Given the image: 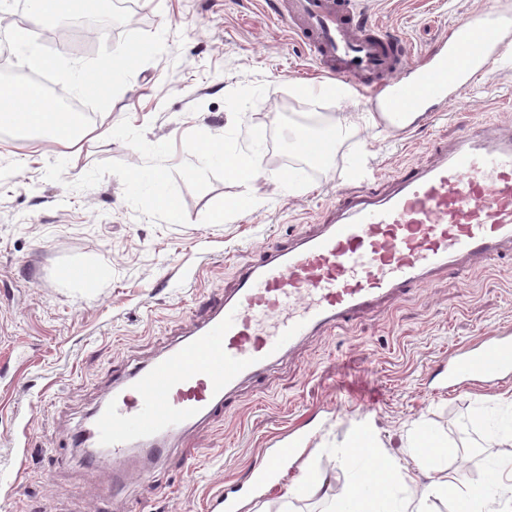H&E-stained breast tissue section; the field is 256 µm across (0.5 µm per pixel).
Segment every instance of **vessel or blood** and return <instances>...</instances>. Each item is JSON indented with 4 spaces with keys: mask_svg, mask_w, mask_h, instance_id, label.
Masks as SVG:
<instances>
[{
    "mask_svg": "<svg viewBox=\"0 0 512 512\" xmlns=\"http://www.w3.org/2000/svg\"><path fill=\"white\" fill-rule=\"evenodd\" d=\"M495 4L442 35L440 52L412 62L401 37L373 24L359 0H286L279 11L305 37L319 69L382 100L405 120L449 86L464 89L489 60ZM416 74L404 78L405 71ZM341 213L288 247H271L243 269L188 338L125 375L94 414L92 436L108 457L92 473L125 482L128 451L162 452L165 434L223 414L240 381L292 351L298 339L338 328L396 300L432 273L462 269L475 255L512 252V132L481 126L440 149L437 161L403 173L383 189L345 181ZM512 376V334L486 337L455 356L449 379Z\"/></svg>",
    "mask_w": 512,
    "mask_h": 512,
    "instance_id": "obj_1",
    "label": "vessel or blood"
}]
</instances>
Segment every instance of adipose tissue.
Wrapping results in <instances>:
<instances>
[{"label": "adipose tissue", "instance_id": "1", "mask_svg": "<svg viewBox=\"0 0 512 512\" xmlns=\"http://www.w3.org/2000/svg\"><path fill=\"white\" fill-rule=\"evenodd\" d=\"M445 445L414 434L408 445L409 464L376 467L369 471L367 481L346 483L336 500L344 512H429L431 499L451 495L448 484L434 482L421 492L410 491L413 481L412 463L446 456ZM465 512H512V459L500 469L491 491H469L459 498Z\"/></svg>", "mask_w": 512, "mask_h": 512}]
</instances>
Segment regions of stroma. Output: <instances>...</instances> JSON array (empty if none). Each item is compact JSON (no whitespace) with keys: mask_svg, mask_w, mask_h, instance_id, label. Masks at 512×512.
Returning a JSON list of instances; mask_svg holds the SVG:
<instances>
[{"mask_svg":"<svg viewBox=\"0 0 512 512\" xmlns=\"http://www.w3.org/2000/svg\"><path fill=\"white\" fill-rule=\"evenodd\" d=\"M132 2L113 8L95 34L71 23L62 50L81 60L100 45L115 48L129 30L165 34L164 53L135 72L107 111L91 113L103 133L71 148L0 135V512H211L212 496L270 464L288 435L303 437V455L242 512H332L345 483L372 465L406 460L413 431L449 444L446 458L418 473V486L440 480L464 492L491 483L497 460L512 455V378L462 377L449 390L441 383L454 352L512 332L506 254L437 272L393 304L305 337L243 383L223 415L171 436L167 455H137L132 468L146 478L103 496L73 442L113 383L180 341L261 251L335 219L337 177L352 157L364 156L379 187L432 164L436 145L476 124H512L507 53L462 92L426 103L404 130L382 123L332 134L314 165L294 137L301 119L332 125L337 113L360 111L361 98L314 95L326 78L274 0ZM483 2L364 0V8L420 54ZM259 83L267 91L242 122L266 132L259 172L245 185L212 180L201 193L179 183L187 224L139 215L113 175L73 189L97 163L142 164L137 150L109 136L122 120L150 143L173 142L166 164L174 169L190 159V132L230 129L225 95ZM248 195L255 206L237 208ZM80 267L91 276L69 277ZM361 428L380 441L374 461L340 462L337 450ZM461 459L472 464L471 481L456 476ZM309 472L316 481H306Z\"/></svg>","mask_w":512,"mask_h":512,"instance_id":"stroma-1","label":"stroma"}]
</instances>
